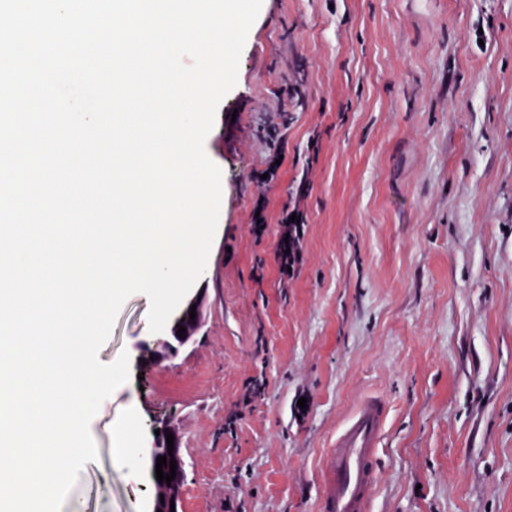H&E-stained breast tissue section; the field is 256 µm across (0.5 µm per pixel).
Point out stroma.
Listing matches in <instances>:
<instances>
[{
    "instance_id": "obj_1",
    "label": "stroma",
    "mask_w": 512,
    "mask_h": 512,
    "mask_svg": "<svg viewBox=\"0 0 512 512\" xmlns=\"http://www.w3.org/2000/svg\"><path fill=\"white\" fill-rule=\"evenodd\" d=\"M298 80L300 102L285 94ZM205 151L222 197L185 297L199 328L154 363L150 301L124 302L98 358L128 353L130 378L91 421L98 457L69 501L149 512L168 423L182 512H323L326 450L378 397L370 512H512V0H263ZM294 203L306 224L287 277ZM129 419L134 479L112 462ZM293 213H296V219L294 222H291ZM297 219H300V224H297ZM281 224H286L287 230L280 242L278 256L282 274L288 275V273L293 272L294 266L299 263L301 258L300 240L302 239L304 224L302 214L296 209L288 212V209L285 208L281 218ZM286 234H289L288 243H285ZM287 248H290V254L285 255ZM287 266L291 267V272H288ZM174 435V447L172 455L168 454V446L167 444H155L154 448H152L151 458H150V467H149V477L151 483L154 485L158 480L156 479L155 468L157 463L158 456H171L176 460L177 469L175 471V477H181L185 475L184 468V460L182 456V450L180 446V437L177 431L173 433Z\"/></svg>"
}]
</instances>
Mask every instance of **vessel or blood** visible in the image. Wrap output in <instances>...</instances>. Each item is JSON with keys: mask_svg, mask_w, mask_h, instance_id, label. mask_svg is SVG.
Segmentation results:
<instances>
[{"mask_svg": "<svg viewBox=\"0 0 512 512\" xmlns=\"http://www.w3.org/2000/svg\"><path fill=\"white\" fill-rule=\"evenodd\" d=\"M385 420L381 401L359 403L326 454L325 512H367L380 480L377 450Z\"/></svg>", "mask_w": 512, "mask_h": 512, "instance_id": "b4317fda", "label": "vessel or blood"}]
</instances>
